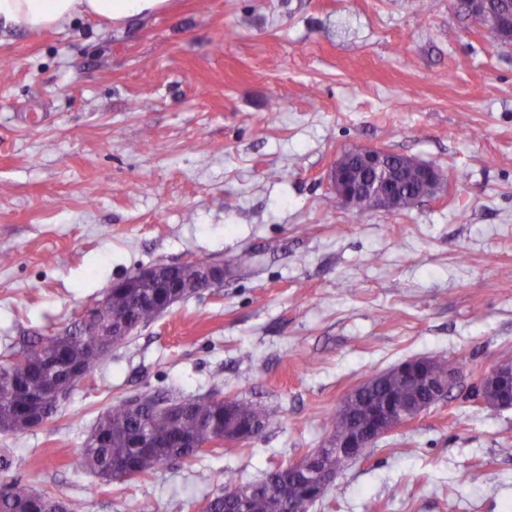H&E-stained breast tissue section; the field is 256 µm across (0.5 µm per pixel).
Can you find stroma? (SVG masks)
<instances>
[{
  "mask_svg": "<svg viewBox=\"0 0 512 512\" xmlns=\"http://www.w3.org/2000/svg\"><path fill=\"white\" fill-rule=\"evenodd\" d=\"M0 356L115 279L207 257L221 285L113 347L53 423L0 433V483L84 512H196L320 447L327 416L410 357L448 400L348 463L311 512H512V409L471 392L512 358V54L454 0H169L155 14L0 32ZM382 147L438 169L408 210L356 215L327 174ZM245 264H238L239 256ZM278 408L241 448L106 483L78 465L145 391Z\"/></svg>",
  "mask_w": 512,
  "mask_h": 512,
  "instance_id": "obj_1",
  "label": "stroma"
}]
</instances>
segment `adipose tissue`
Masks as SVG:
<instances>
[{"label": "adipose tissue", "instance_id": "adipose-tissue-1", "mask_svg": "<svg viewBox=\"0 0 512 512\" xmlns=\"http://www.w3.org/2000/svg\"><path fill=\"white\" fill-rule=\"evenodd\" d=\"M166 0H0V30L38 33L76 19L101 22L138 17Z\"/></svg>", "mask_w": 512, "mask_h": 512}]
</instances>
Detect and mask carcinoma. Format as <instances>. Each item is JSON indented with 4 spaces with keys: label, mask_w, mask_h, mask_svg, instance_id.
I'll list each match as a JSON object with an SVG mask.
<instances>
[{
    "label": "carcinoma",
    "mask_w": 512,
    "mask_h": 512,
    "mask_svg": "<svg viewBox=\"0 0 512 512\" xmlns=\"http://www.w3.org/2000/svg\"><path fill=\"white\" fill-rule=\"evenodd\" d=\"M401 206L409 209L427 195L419 182L405 177ZM210 261L198 258L190 268L166 264L162 278L151 283L135 281L130 288H111L94 308L92 320L107 326L113 314H127L134 329L146 326L168 309L175 289L167 280L181 283L180 299L197 292L202 268ZM103 354L84 335L83 324L71 322L61 332L36 336L0 361V432L32 430L30 420L43 427L55 419L60 402L74 385L69 369L77 366L94 373ZM53 383L61 393L46 391ZM412 385L400 376L377 382L363 390L355 411L348 416L337 409L328 415L331 429L345 430L366 424L374 404L387 394L414 397ZM141 407L122 400L103 411L84 441L80 465L102 481H130L148 477L169 461L181 464L201 455L197 446L224 439V430L248 422L263 432L278 413L272 404L235 400L229 408L212 396L181 397L164 392L139 395ZM210 512H309L319 501L308 482L288 483V469L270 470L264 479L239 483L224 482V491L209 497ZM84 502L59 493L35 490L22 481L0 485V512H83Z\"/></svg>",
    "instance_id": "carcinoma-1"
}]
</instances>
